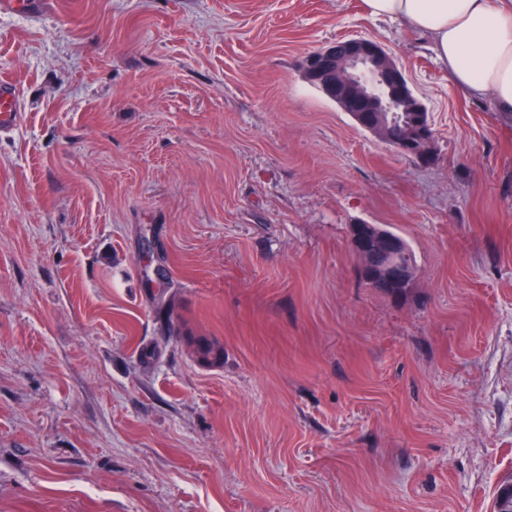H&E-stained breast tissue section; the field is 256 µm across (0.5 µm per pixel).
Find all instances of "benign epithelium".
<instances>
[{"label": "benign epithelium", "mask_w": 512, "mask_h": 512, "mask_svg": "<svg viewBox=\"0 0 512 512\" xmlns=\"http://www.w3.org/2000/svg\"><path fill=\"white\" fill-rule=\"evenodd\" d=\"M301 68L303 78L348 113L360 128L401 155L425 161L423 150L432 147L434 141L430 113L383 46L349 36L306 56ZM399 110L411 113L417 133L414 143L390 138L383 117ZM350 244L363 258L358 269L362 280L398 294L411 287L416 271L402 259L405 245L400 238L360 221L350 227Z\"/></svg>", "instance_id": "benign-epithelium-1"}]
</instances>
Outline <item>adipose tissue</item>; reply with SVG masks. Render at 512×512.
<instances>
[{
	"label": "adipose tissue",
	"instance_id": "ef3b65f1",
	"mask_svg": "<svg viewBox=\"0 0 512 512\" xmlns=\"http://www.w3.org/2000/svg\"><path fill=\"white\" fill-rule=\"evenodd\" d=\"M365 14L427 34L449 80L512 114V0H363Z\"/></svg>",
	"mask_w": 512,
	"mask_h": 512
}]
</instances>
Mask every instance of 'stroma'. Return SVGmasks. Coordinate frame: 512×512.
Listing matches in <instances>:
<instances>
[{
	"mask_svg": "<svg viewBox=\"0 0 512 512\" xmlns=\"http://www.w3.org/2000/svg\"><path fill=\"white\" fill-rule=\"evenodd\" d=\"M357 35L431 163L301 75ZM0 512H493L512 478V117L362 0L0 14ZM409 245L366 286L349 230ZM224 348L208 367L197 340ZM21 117V104L14 85L0 80V131L12 129ZM350 244L353 251L363 258L358 273L370 288L374 287L369 283H376L389 292L402 294L411 287L416 271L407 263L414 264L412 254L409 249L405 250L400 238L384 229H373L372 224L359 221L350 227ZM404 251L407 262L401 257ZM374 289L381 293L387 292L379 288Z\"/></svg>",
	"mask_w": 512,
	"mask_h": 512,
	"instance_id": "1",
	"label": "stroma"
}]
</instances>
